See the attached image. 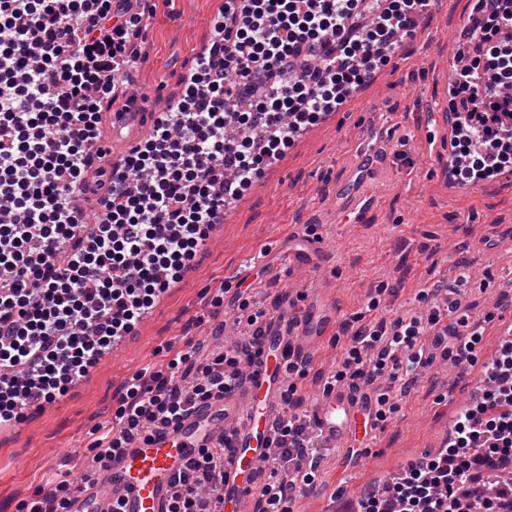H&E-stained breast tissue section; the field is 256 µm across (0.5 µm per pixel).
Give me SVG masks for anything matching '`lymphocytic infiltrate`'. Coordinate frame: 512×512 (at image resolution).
<instances>
[{
  "instance_id": "f902f5d3",
  "label": "lymphocytic infiltrate",
  "mask_w": 512,
  "mask_h": 512,
  "mask_svg": "<svg viewBox=\"0 0 512 512\" xmlns=\"http://www.w3.org/2000/svg\"><path fill=\"white\" fill-rule=\"evenodd\" d=\"M149 0H0V428L26 421L32 398L51 402L104 349L133 333L171 284L193 269L213 225L293 142L388 65L432 0H384L360 23L364 0H224L213 36L184 76L182 95L152 134L105 174L93 168L102 107L136 85L130 68ZM477 22L450 77L449 161L462 185L512 170V0H476ZM100 218L87 224L81 200ZM439 281L424 312L361 325L326 384L368 392L386 420L442 359L474 360L480 323ZM267 311L247 317L230 348L190 343L170 375L138 373L118 393L95 460L239 386L262 352ZM281 409L268 479L255 512H293L321 471L302 414L312 357L285 352ZM230 445L199 449L167 512H219ZM512 467V347L495 362L476 408L448 448L408 462L356 512H512V485L481 483Z\"/></svg>"
}]
</instances>
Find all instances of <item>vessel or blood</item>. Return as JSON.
<instances>
[{"label": "vessel or blood", "mask_w": 512, "mask_h": 512, "mask_svg": "<svg viewBox=\"0 0 512 512\" xmlns=\"http://www.w3.org/2000/svg\"><path fill=\"white\" fill-rule=\"evenodd\" d=\"M154 119L150 112H116L108 120L102 144L104 162L117 161L137 145ZM336 305L328 292L316 290L293 322L271 328L257 365L246 382L231 392L193 408L172 426L156 429L149 441L136 442L103 460L91 482L75 488L71 512H167L175 477L199 449L230 439L224 463V512H244L263 458L271 451L272 420L284 379L283 351L314 354L336 327ZM307 416L320 448L342 451L354 435L373 442L377 429L368 420L359 394L346 386L321 390Z\"/></svg>", "instance_id": "b4317fda"}]
</instances>
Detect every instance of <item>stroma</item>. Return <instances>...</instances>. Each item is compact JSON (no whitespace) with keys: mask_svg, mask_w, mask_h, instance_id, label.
<instances>
[{"mask_svg":"<svg viewBox=\"0 0 512 512\" xmlns=\"http://www.w3.org/2000/svg\"><path fill=\"white\" fill-rule=\"evenodd\" d=\"M221 0H154L147 24L149 53L141 67L144 92L158 102L178 95L180 80L208 41ZM473 7L472 0H442L412 39L328 121L297 140L255 189L220 224L184 278L156 301L147 318L73 383L67 394L21 425L0 430V512H18L61 480L77 482L94 440L112 427L117 392L140 372L168 374L186 341L216 351L231 344L247 314L232 309L224 321L211 316L221 290L235 287L248 262L265 259L264 275L250 274L260 301L272 306L289 295L303 305L318 288L336 303L339 323L313 357L303 393L314 400L319 373L330 370L351 334L375 314L421 308L418 293L437 280H453L458 261L472 263L460 299L482 336L466 371L436 361L398 403L369 448L354 484L299 497L298 512H324L328 502L358 499L366 490L401 476L407 460L437 453L452 434L485 362L498 349L501 330L512 322V176L493 187L452 193L443 176V155L428 151L425 120L448 92L449 48ZM384 141L386 160L362 185L369 211L352 224H321L336 203V190L361 160L362 142ZM320 242L329 258L311 277L277 262L290 237ZM379 302L369 311V299Z\"/></svg>","mask_w":512,"mask_h":512,"instance_id":"obj_1","label":"stroma"}]
</instances>
